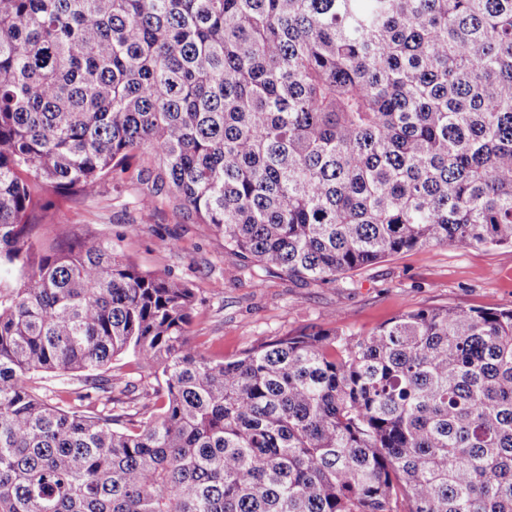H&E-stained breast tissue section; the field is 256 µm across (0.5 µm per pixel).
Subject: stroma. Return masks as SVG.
Wrapping results in <instances>:
<instances>
[{"label": "stroma", "instance_id": "1", "mask_svg": "<svg viewBox=\"0 0 512 512\" xmlns=\"http://www.w3.org/2000/svg\"><path fill=\"white\" fill-rule=\"evenodd\" d=\"M143 191L132 182L120 195L108 184L91 197L50 193L38 244H53L62 226L78 237L117 241L118 253L141 270L188 283L196 296L190 338L215 360H235L260 342L324 328L336 318L347 332L365 336L420 308L512 309L511 246L417 248L319 284L260 277L173 194L161 195L151 220L141 223ZM164 238L176 249L160 248Z\"/></svg>", "mask_w": 512, "mask_h": 512}]
</instances>
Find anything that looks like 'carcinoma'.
Wrapping results in <instances>:
<instances>
[{"instance_id": "carcinoma-1", "label": "carcinoma", "mask_w": 512, "mask_h": 512, "mask_svg": "<svg viewBox=\"0 0 512 512\" xmlns=\"http://www.w3.org/2000/svg\"><path fill=\"white\" fill-rule=\"evenodd\" d=\"M105 179L314 282L512 246V0H0V512H512V309L216 361L185 282L37 247L44 191ZM128 352L153 406L107 374ZM37 377H41L38 379L42 387L41 394L52 403L58 401V395H62L60 392L63 387L79 385L78 378L74 376L47 377L37 375Z\"/></svg>"}]
</instances>
